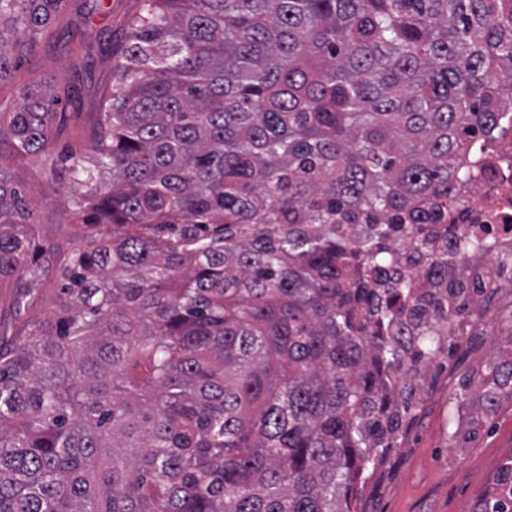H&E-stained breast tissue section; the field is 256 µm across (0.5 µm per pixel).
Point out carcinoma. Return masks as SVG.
I'll use <instances>...</instances> for the list:
<instances>
[{
	"instance_id": "carcinoma-1",
	"label": "carcinoma",
	"mask_w": 512,
	"mask_h": 512,
	"mask_svg": "<svg viewBox=\"0 0 512 512\" xmlns=\"http://www.w3.org/2000/svg\"><path fill=\"white\" fill-rule=\"evenodd\" d=\"M87 20L0 0V512H355L447 354L448 204L512 102V0H134L89 144L54 155ZM70 180L40 240L5 156ZM50 310L30 321L49 277ZM483 413L512 397L490 364ZM481 512H512V460Z\"/></svg>"
}]
</instances>
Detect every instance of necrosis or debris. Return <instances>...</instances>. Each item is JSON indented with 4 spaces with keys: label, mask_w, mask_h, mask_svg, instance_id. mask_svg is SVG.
Returning <instances> with one entry per match:
<instances>
[{
    "label": "necrosis or debris",
    "mask_w": 512,
    "mask_h": 512,
    "mask_svg": "<svg viewBox=\"0 0 512 512\" xmlns=\"http://www.w3.org/2000/svg\"><path fill=\"white\" fill-rule=\"evenodd\" d=\"M480 164L457 191L449 223L463 245L454 259L456 274L467 284L468 297H449V305L465 303V311L448 322V348L466 349L473 326H493L512 319V123L505 134L479 148ZM500 292L496 309L481 298L488 289Z\"/></svg>",
    "instance_id": "4bbe7bcc"
}]
</instances>
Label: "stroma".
Returning <instances> with one entry per match:
<instances>
[{"mask_svg":"<svg viewBox=\"0 0 512 512\" xmlns=\"http://www.w3.org/2000/svg\"><path fill=\"white\" fill-rule=\"evenodd\" d=\"M67 48L37 50L17 70L16 79L37 71L60 75L82 87L77 116L59 139L67 146L76 138L82 114L93 111L98 90L110 71L96 64L75 70ZM11 171L33 191L38 229L43 239L62 240L59 225L70 185H48L20 163ZM507 325L497 332L474 328L471 351L455 359L458 374L468 373L474 358L500 360L508 346ZM423 395L402 426L403 446L387 451L379 473L366 478L358 490L357 512H476L496 485V476L512 457V399L503 400L494 415H474L461 401L459 386L448 383L447 370L437 368L423 376Z\"/></svg>","mask_w":512,"mask_h":512,"instance_id":"35a3bbf8","label":"stroma"}]
</instances>
